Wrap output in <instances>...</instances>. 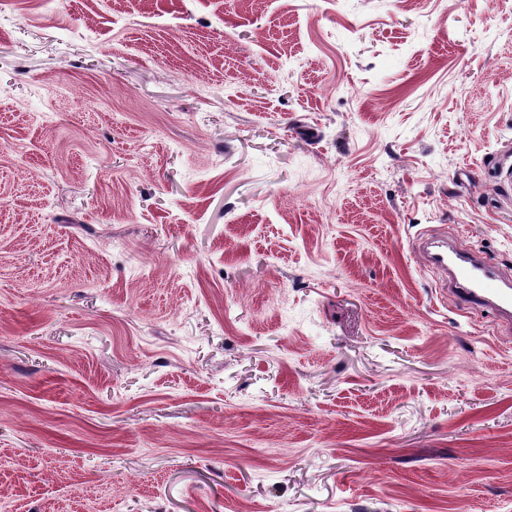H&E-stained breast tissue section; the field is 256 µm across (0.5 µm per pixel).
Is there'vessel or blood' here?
I'll return each instance as SVG.
<instances>
[{
	"mask_svg": "<svg viewBox=\"0 0 512 512\" xmlns=\"http://www.w3.org/2000/svg\"><path fill=\"white\" fill-rule=\"evenodd\" d=\"M426 268L445 276L463 307L492 312L512 328V276L500 273L477 252L444 236H424L417 247Z\"/></svg>",
	"mask_w": 512,
	"mask_h": 512,
	"instance_id": "obj_1",
	"label": "vessel or blood"
}]
</instances>
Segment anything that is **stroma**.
Listing matches in <instances>:
<instances>
[{"label":"stroma","instance_id":"35a3bbf8","mask_svg":"<svg viewBox=\"0 0 512 512\" xmlns=\"http://www.w3.org/2000/svg\"><path fill=\"white\" fill-rule=\"evenodd\" d=\"M512 0H0V512H512ZM424 266L445 276L466 309L491 311L512 329V279L477 252L460 248L446 236H423L417 247Z\"/></svg>","mask_w":512,"mask_h":512}]
</instances>
